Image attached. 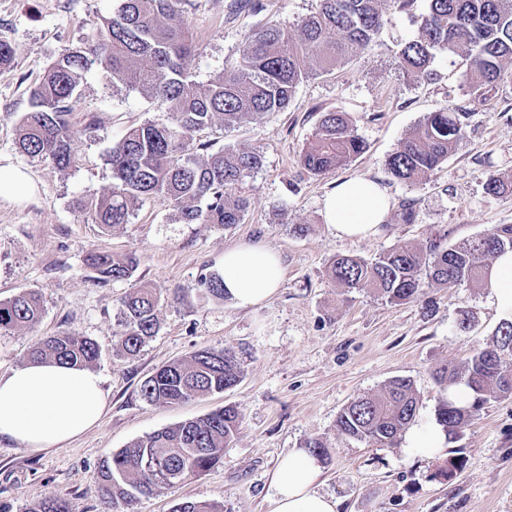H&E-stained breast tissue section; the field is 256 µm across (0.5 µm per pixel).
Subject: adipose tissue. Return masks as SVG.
Returning a JSON list of instances; mask_svg holds the SVG:
<instances>
[{"label": "adipose tissue", "instance_id": "obj_1", "mask_svg": "<svg viewBox=\"0 0 512 512\" xmlns=\"http://www.w3.org/2000/svg\"><path fill=\"white\" fill-rule=\"evenodd\" d=\"M389 210L386 190L363 177L338 183L322 204L326 224L343 239L373 236ZM222 276L227 296L239 307L261 305L282 281V260L269 247L240 244L225 249ZM489 288L500 318L512 320V251L494 259ZM106 405L102 380L93 370L55 361L30 363L0 376V438L38 453L95 427ZM446 446L447 435L433 418L415 423L402 442L404 454L430 458L442 456ZM320 477L321 464L307 449L283 457L271 476L273 512H338L336 498L316 491Z\"/></svg>", "mask_w": 512, "mask_h": 512}]
</instances>
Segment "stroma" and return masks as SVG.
I'll return each instance as SVG.
<instances>
[{
	"label": "stroma",
	"instance_id": "1",
	"mask_svg": "<svg viewBox=\"0 0 512 512\" xmlns=\"http://www.w3.org/2000/svg\"><path fill=\"white\" fill-rule=\"evenodd\" d=\"M232 0H191L196 49L184 61L198 81L223 74L245 36L268 21L293 26L319 0H261L257 11H235ZM117 0H0V39L13 48L0 69V166L26 172L35 185L18 203L0 199V299L37 291L45 313L34 328L0 334V375L24 366L44 337L66 330L93 339L94 367L103 378L106 413L71 442L28 453L0 438V504L10 512L48 497L67 499L73 512H119L98 492L103 457L164 427L231 405L242 425L214 469L181 487L142 499L139 512H173L182 501H220L224 512H271V475L280 459L310 439L330 450L316 485L338 498L341 512H512V397L488 403L450 442L446 453L464 460L453 479L436 478L437 460L407 457L400 445L341 439L336 419L354 398L375 395L393 379L413 383L418 418L434 417L445 393L437 368H464L473 350L490 344L499 322L490 292L469 283L425 286L413 301L394 304L331 281L326 268L348 254L372 259L401 246L428 250L468 242L496 224H512V193L488 196L489 175L512 176V82L483 96L452 58H438L425 82L404 78L395 52L418 32L425 0L392 13L374 50L357 54L332 74L300 84L285 111L245 119L207 134L214 148L258 153L262 166L244 190L242 223L184 224L172 207L145 200L128 224L107 231L76 210L79 199L112 189L106 155L125 131L166 120L138 91L114 87L99 68L84 73L75 120L91 114L97 128L72 141L77 163L59 170L16 145L17 123L29 109V90L65 50L90 41L95 25L111 17ZM448 107L467 113L458 149L415 185L394 180L386 159L426 113ZM346 113L366 151L323 175L308 173L300 153L321 113ZM367 177L390 196L387 219L376 235L336 238L322 200L337 180ZM412 221H403V207ZM243 242L277 250L281 285L264 305L241 308L212 298L202 280L217 272L226 248ZM92 251L134 254L132 280L97 282L85 264ZM161 293L160 328L133 356L117 351V301L140 283ZM471 326L458 332L462 313ZM231 348L240 382L220 394L178 405L143 399L141 384L156 369L203 348Z\"/></svg>",
	"mask_w": 512,
	"mask_h": 512
}]
</instances>
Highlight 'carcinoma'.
<instances>
[{
	"label": "carcinoma",
	"instance_id": "1",
	"mask_svg": "<svg viewBox=\"0 0 512 512\" xmlns=\"http://www.w3.org/2000/svg\"><path fill=\"white\" fill-rule=\"evenodd\" d=\"M189 0H120L112 17L97 26L96 38L83 47L54 58L30 91L29 111L18 127L17 145L30 157L50 159L66 170L75 164L71 141L74 102L83 71L101 66L118 87L137 90L167 112L164 123L145 122L129 128L109 152L112 191L85 205L93 223L111 230L129 223L149 198L173 207L184 224H239L249 207L242 186L262 164L261 156L245 149L212 150L198 134L221 120L234 125L246 118L262 119L287 108L297 87L311 77L328 75L357 52L371 51L390 11L414 0H320L318 10L297 26L271 25L246 36L234 66L206 83L182 65L195 48L189 32ZM427 12L415 38L400 45L399 67L404 76L421 80L432 75L436 58L456 56L474 77L476 90L512 80V0H426ZM339 31V40L330 37ZM464 112L446 108L429 112L401 140L386 160L390 175L414 185L448 158L464 137ZM366 143L343 112H324L313 138L301 151V164L314 175L325 174L364 153ZM490 196L512 193V179L490 175L484 184ZM512 250V224H497L461 245H435L423 252L400 247L378 257L338 255L328 277L345 288L373 289L390 302L411 301L424 280L441 288L469 282L487 287L485 259ZM87 265L102 283L131 279L137 269L133 256L108 252L88 256ZM210 296L224 299V282L214 273L203 279ZM161 295L141 285L118 300L114 336L118 352L133 355L160 327ZM44 306L34 290L0 300V333L31 329ZM512 352V321L503 320L492 343L477 349L459 371L436 370L443 388L463 384L472 391L464 405L444 400L436 420L452 440L484 405L512 395V370L502 355ZM99 358L95 341L69 332L40 340L30 360H62L91 368ZM241 370L228 348H204L157 369L141 385L143 398L155 404H175L192 396L219 393L237 385ZM417 400L408 379H396L381 394L351 401L336 420L345 439L392 444L416 419ZM241 416L226 406L201 418L165 427L106 456L100 465L101 496L121 502L124 512H137L138 502L155 491L180 486L215 468L224 448L237 435ZM463 468L460 457L448 458L434 476L453 479ZM28 512H71L67 500L49 497ZM173 512H224L211 501H184Z\"/></svg>",
	"mask_w": 512,
	"mask_h": 512
}]
</instances>
